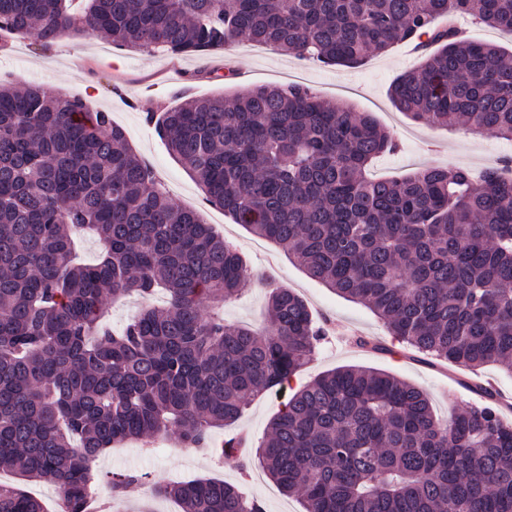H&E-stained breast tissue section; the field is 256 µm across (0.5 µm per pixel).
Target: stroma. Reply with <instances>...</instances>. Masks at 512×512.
Here are the masks:
<instances>
[{
	"label": "stroma",
	"mask_w": 512,
	"mask_h": 512,
	"mask_svg": "<svg viewBox=\"0 0 512 512\" xmlns=\"http://www.w3.org/2000/svg\"><path fill=\"white\" fill-rule=\"evenodd\" d=\"M419 58V53L400 45L388 53L370 56L358 67L347 68L302 61L245 40L232 43L217 55L171 56L119 49L94 35H80L48 47L8 38L0 44V83H37L49 94L78 97L92 109L110 113L173 202L198 211L243 254L251 268L262 273V280L252 282L240 297L225 304L226 321L260 324L273 283L294 289L306 300L311 311L325 321L328 341L297 372L293 386L342 366H363L421 388L436 412L446 415L453 407L480 403L481 397L473 388L477 382H491L500 394L512 398V372L496 366L474 371L458 365L455 378L446 377L443 367L390 336L368 308L309 278L279 247L206 204L197 181L173 158L153 124L146 120L147 111L176 106L185 96L228 97L252 85L301 83L322 98L373 113L393 134L398 148L374 161L375 175L398 177L427 164L479 171L512 156V142L493 132L476 134L461 128L448 131L417 124L395 108L388 88L400 74L416 66ZM345 331L375 339V348L352 347L341 338ZM286 400L283 394L257 397L238 421L215 431L214 441H223L236 432L246 433L256 442L262 440ZM95 468L103 475L133 472L141 477L140 483L116 502V512H141L145 507L151 512H180L175 501L148 499V490L157 481L196 477L240 485L248 496L263 503L265 512H302L298 499L284 495L260 467H252L249 477H242L233 464H218L207 451L181 447L172 436L118 445L104 453Z\"/></svg>",
	"instance_id": "1"
}]
</instances>
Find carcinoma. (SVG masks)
Here are the masks:
<instances>
[{"mask_svg":"<svg viewBox=\"0 0 512 512\" xmlns=\"http://www.w3.org/2000/svg\"><path fill=\"white\" fill-rule=\"evenodd\" d=\"M512 32V0H0V27L52 45L80 31L139 51L216 54L237 39L353 67L396 45L434 50L390 86L417 123L512 141V51L439 21ZM207 202L280 246L312 278L368 307L428 359L512 371V167L369 177L396 143L369 112L308 87L254 86L147 113ZM102 252L83 263L74 236ZM251 280L236 248L175 204L110 115L35 84L0 86V471L55 485L89 512L114 443L173 434L206 447L254 398L282 391L324 332L286 287L266 324L206 309ZM118 333L108 303L147 300ZM250 453L224 440L221 459ZM255 458L303 512H512V423L495 395L440 418L425 392L344 366L294 393ZM141 478L108 481L120 497ZM182 512H265L239 486L157 483ZM0 512H45L0 484Z\"/></svg>","mask_w":512,"mask_h":512,"instance_id":"cac0c4a2","label":"carcinoma"}]
</instances>
